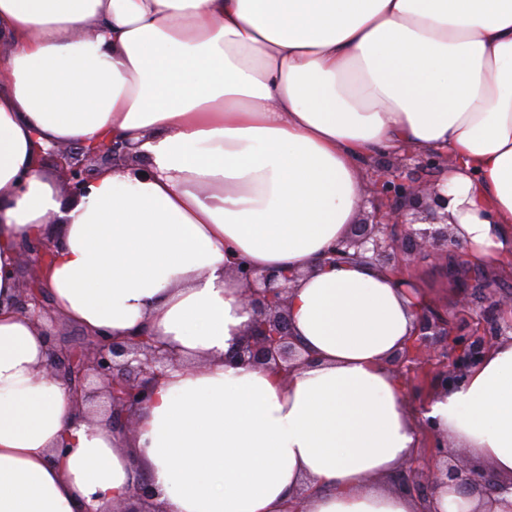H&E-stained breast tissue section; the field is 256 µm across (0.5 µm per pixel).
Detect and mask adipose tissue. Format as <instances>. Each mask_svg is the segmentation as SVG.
<instances>
[{
	"mask_svg": "<svg viewBox=\"0 0 512 512\" xmlns=\"http://www.w3.org/2000/svg\"><path fill=\"white\" fill-rule=\"evenodd\" d=\"M149 171L78 198L39 153L102 136ZM441 150L469 262L512 260V0H0V512H108L149 478L163 512H418L381 477L416 424L387 360L418 288L325 264L361 167ZM54 238L45 287L89 333L156 336L205 367L168 371L125 437L81 414L17 308L22 246ZM299 273L288 382L225 366L248 320L235 257ZM512 476V341L423 413Z\"/></svg>",
	"mask_w": 512,
	"mask_h": 512,
	"instance_id": "1",
	"label": "adipose tissue"
}]
</instances>
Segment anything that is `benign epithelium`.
Instances as JSON below:
<instances>
[{"mask_svg":"<svg viewBox=\"0 0 512 512\" xmlns=\"http://www.w3.org/2000/svg\"><path fill=\"white\" fill-rule=\"evenodd\" d=\"M48 155L55 158L62 176L74 194H79L103 169L124 170L145 160L139 144L106 138L92 146L57 145ZM377 194L385 211L372 223L353 224L348 234L328 253L330 263L360 261L392 271L418 255L448 257L453 232L448 224V194L442 182L378 181ZM52 248L47 243L33 245L22 253L20 262L29 265L32 277L21 289L19 309L33 313L47 323L54 313L41 304L43 270ZM232 274L238 284V299L249 320L231 349L224 353L228 367L261 368L288 380L310 363L292 331L288 304L297 275L278 269L259 270L245 259L234 263ZM509 299L492 300L487 314L480 315L484 326L466 333L429 308L420 311L410 342L390 359L394 371L423 358L445 363L435 378L434 388L442 393L457 388L467 371L487 350L501 340L512 338L511 320H501ZM181 366L180 356L157 338L142 334L130 338H88L87 348L78 355L67 354L63 363L50 357L48 369L69 387L80 406L93 396L107 399L112 430L123 435L134 432V413L150 400L154 384L168 371ZM390 491L415 499L420 512H437L433 498L441 491L462 492L479 503L497 502L496 496L512 493V477L503 479L492 470L468 467L462 453L448 450V440L433 439L432 447L421 448L412 465L391 478ZM151 480L145 478L131 497L112 504L110 512H161Z\"/></svg>","mask_w":512,"mask_h":512,"instance_id":"benign-epithelium-1","label":"benign epithelium"}]
</instances>
